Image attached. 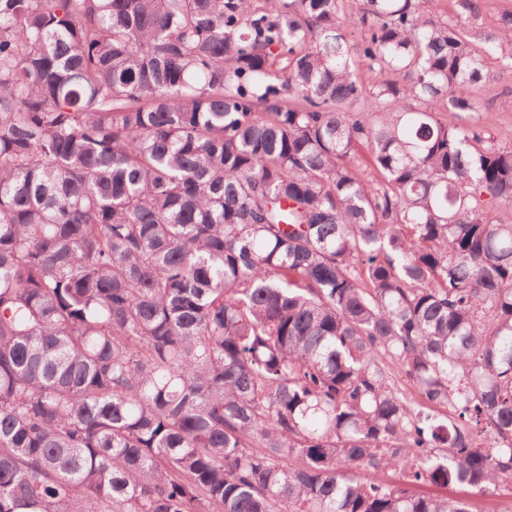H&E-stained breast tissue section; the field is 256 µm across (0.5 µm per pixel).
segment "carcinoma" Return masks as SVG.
Listing matches in <instances>:
<instances>
[{
    "mask_svg": "<svg viewBox=\"0 0 512 512\" xmlns=\"http://www.w3.org/2000/svg\"><path fill=\"white\" fill-rule=\"evenodd\" d=\"M450 2L0 0V512L512 486V8ZM482 16L479 20L482 31H492L499 12L512 7V0H482ZM493 70L496 77L479 92L481 111L475 118L498 144L512 147V93H506L512 91V71Z\"/></svg>",
    "mask_w": 512,
    "mask_h": 512,
    "instance_id": "carcinoma-1",
    "label": "carcinoma"
}]
</instances>
